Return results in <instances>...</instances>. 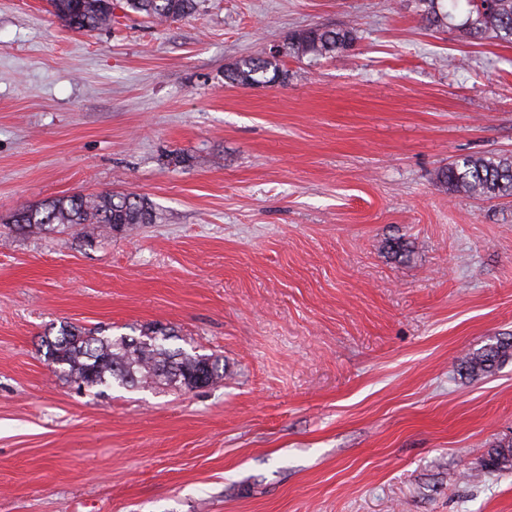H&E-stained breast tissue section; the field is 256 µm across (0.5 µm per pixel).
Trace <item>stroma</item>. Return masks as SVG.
I'll use <instances>...</instances> for the list:
<instances>
[{
    "label": "stroma",
    "instance_id": "1",
    "mask_svg": "<svg viewBox=\"0 0 512 512\" xmlns=\"http://www.w3.org/2000/svg\"><path fill=\"white\" fill-rule=\"evenodd\" d=\"M393 2L197 0L160 25L113 0L78 32L0 0V512H512V470L480 466L512 438V362L457 365L512 336V200L436 182L512 154V46ZM316 25L353 51L226 83ZM102 192L155 223L13 222ZM155 323L223 381L81 387L41 345ZM512 360V336L497 338L481 351L465 354L458 366L470 377L488 376Z\"/></svg>",
    "mask_w": 512,
    "mask_h": 512
}]
</instances>
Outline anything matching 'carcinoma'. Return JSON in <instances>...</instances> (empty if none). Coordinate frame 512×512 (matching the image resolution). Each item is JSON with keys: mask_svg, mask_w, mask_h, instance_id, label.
I'll use <instances>...</instances> for the list:
<instances>
[{"mask_svg": "<svg viewBox=\"0 0 512 512\" xmlns=\"http://www.w3.org/2000/svg\"><path fill=\"white\" fill-rule=\"evenodd\" d=\"M415 0L428 25L456 29L471 39L495 38L512 44V0ZM52 13L69 28L88 31L112 21V0H50ZM131 12L154 22L166 23L189 15L195 0H125ZM356 40L353 27L330 29L310 27L288 39L283 53L243 59L224 72L231 85L254 86L283 79L281 56L300 58L347 53ZM436 181L446 191L486 200L512 196V155L467 156L440 169ZM156 218L152 204L136 194H75L23 209L13 223L41 229L62 224L79 229L88 239L110 236L137 224H152ZM171 329L150 324L137 336L111 338L96 330L65 325L58 336L45 338V357L53 373L80 386L95 387L111 381L135 388L175 386L185 391L199 388L200 375L214 384L224 378L220 360L206 354H190L172 349ZM512 360V336L499 338L481 351L468 353L458 366L470 377L488 376ZM482 467L488 472L512 468V440L486 451Z\"/></svg>", "mask_w": 512, "mask_h": 512, "instance_id": "obj_1", "label": "carcinoma"}]
</instances>
